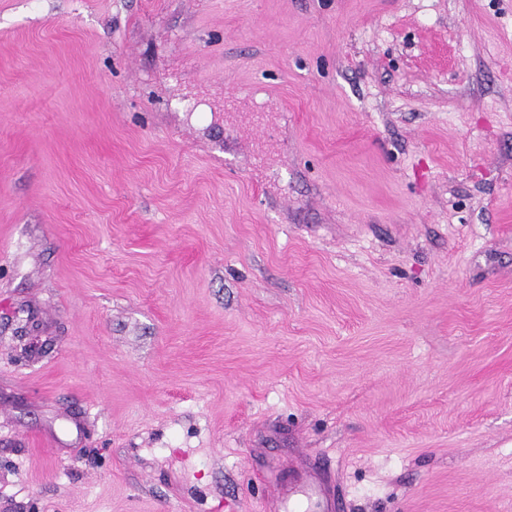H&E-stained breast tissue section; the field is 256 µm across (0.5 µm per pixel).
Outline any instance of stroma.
Instances as JSON below:
<instances>
[{
    "instance_id": "35a3bbf8",
    "label": "stroma",
    "mask_w": 512,
    "mask_h": 512,
    "mask_svg": "<svg viewBox=\"0 0 512 512\" xmlns=\"http://www.w3.org/2000/svg\"><path fill=\"white\" fill-rule=\"evenodd\" d=\"M512 512V0H0V512Z\"/></svg>"
}]
</instances>
